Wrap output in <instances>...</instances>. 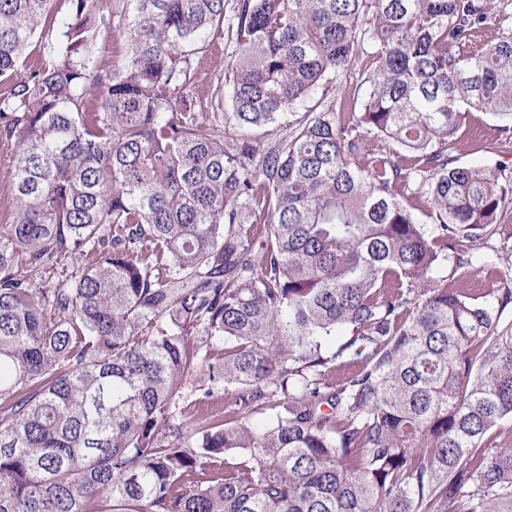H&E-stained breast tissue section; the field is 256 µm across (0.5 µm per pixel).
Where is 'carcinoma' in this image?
I'll return each mask as SVG.
<instances>
[{
  "mask_svg": "<svg viewBox=\"0 0 512 512\" xmlns=\"http://www.w3.org/2000/svg\"><path fill=\"white\" fill-rule=\"evenodd\" d=\"M490 9L0 0V512H512V180L452 155L512 132ZM203 362L233 402L178 420ZM234 45L227 40V34L224 36V44L216 48L208 55L203 56L197 64V92L200 97L206 94L215 78L224 75V70L230 68L235 60L233 52ZM501 123L486 112H472L460 142L455 145L453 155L463 166L506 167L512 172V133L497 130ZM12 165V147L0 142V224L10 213L9 176Z\"/></svg>",
  "mask_w": 512,
  "mask_h": 512,
  "instance_id": "carcinoma-1",
  "label": "carcinoma"
}]
</instances>
